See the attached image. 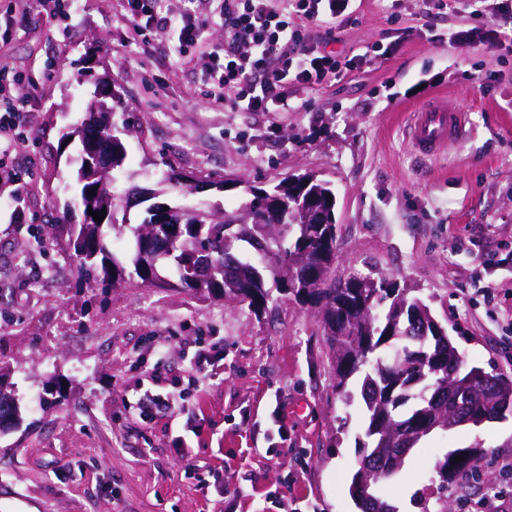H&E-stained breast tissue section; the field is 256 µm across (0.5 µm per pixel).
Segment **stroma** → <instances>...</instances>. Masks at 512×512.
I'll list each match as a JSON object with an SVG mask.
<instances>
[{"label": "stroma", "instance_id": "obj_1", "mask_svg": "<svg viewBox=\"0 0 512 512\" xmlns=\"http://www.w3.org/2000/svg\"><path fill=\"white\" fill-rule=\"evenodd\" d=\"M459 20H426L420 0H353L335 50L356 68L297 88L291 112L225 111L204 96L199 66L154 43L121 46L118 0H76L68 21L37 5L0 27V67L25 74L16 94L32 126L8 162L25 176L28 221L0 212V358L17 364L23 417L0 433V512H356L362 402L337 395L314 308L284 298L258 318L182 291H87L64 254L37 243L40 225L83 220L60 182L81 144L61 135L103 80L134 124L118 189L157 188L171 164L213 182L316 172L336 193L337 276L395 281L468 364L512 376V51L436 42ZM433 96L465 110L470 133L422 164L406 131ZM484 254L498 264L482 268ZM214 341L223 377L176 420L141 422L151 374L186 388L195 343ZM475 444L487 454L452 491L453 512H512V417L431 433L387 499L422 512L441 495L436 461Z\"/></svg>", "mask_w": 512, "mask_h": 512}]
</instances>
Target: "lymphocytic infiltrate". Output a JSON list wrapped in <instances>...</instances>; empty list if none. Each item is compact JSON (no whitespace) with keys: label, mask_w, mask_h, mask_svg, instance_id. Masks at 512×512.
Returning a JSON list of instances; mask_svg holds the SVG:
<instances>
[{"label":"lymphocytic infiltrate","mask_w":512,"mask_h":512,"mask_svg":"<svg viewBox=\"0 0 512 512\" xmlns=\"http://www.w3.org/2000/svg\"><path fill=\"white\" fill-rule=\"evenodd\" d=\"M213 16L171 8L151 13L146 0H120L128 26L123 39L160 35L180 63L192 62L207 27L224 29V64L204 66L207 96L230 112L290 111L288 92L343 79L353 67L334 50V25L346 0H218ZM465 23L450 29L452 44L478 43L493 52L512 43V0H463ZM19 73L0 69V160L28 142L29 124L15 95Z\"/></svg>","instance_id":"obj_1"}]
</instances>
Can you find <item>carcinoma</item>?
Listing matches in <instances>:
<instances>
[{
    "label": "carcinoma",
    "instance_id": "carcinoma-1",
    "mask_svg": "<svg viewBox=\"0 0 512 512\" xmlns=\"http://www.w3.org/2000/svg\"><path fill=\"white\" fill-rule=\"evenodd\" d=\"M103 134L112 142V170L107 186L95 190L96 181L77 170L78 190L74 205L82 213L106 211L101 222L49 224L45 236L64 241L69 250L75 279L89 289L99 285L152 287L171 271L167 284L207 299L244 305L261 316L276 297L293 296L316 309L329 345L339 396L352 399L349 381L360 377L359 395L364 404L367 442L359 448L360 466L374 471L370 499L360 492V472L352 475L349 495L359 512H398L385 497L383 483L402 469L400 459L387 469L376 464L399 447L386 435L397 433L403 423L425 407L424 398L443 381L465 386L471 393L468 420L479 427L512 415V378L466 367L455 355L448 332L414 337L410 326L417 320L434 319L430 307L406 289L380 277L362 278L353 288L336 285L337 224L336 195L331 183L313 172L290 174L267 185L249 184L245 201L235 208L210 204L204 208L175 205L174 225L157 220L150 207L136 224L127 217L126 199L138 193L131 187L115 192L123 174L126 147L123 137L133 133L128 123L114 122L105 112ZM187 174L168 165L162 179L167 190L191 193ZM94 195H88V192ZM120 237L133 239V252L126 262L111 256L103 227ZM210 261L207 277L187 280V265ZM486 451L478 445L448 451L435 465L441 489H452L474 478ZM462 461L455 462L453 458Z\"/></svg>",
    "mask_w": 512,
    "mask_h": 512
}]
</instances>
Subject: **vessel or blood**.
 Instances as JSON below:
<instances>
[{
    "instance_id": "obj_1",
    "label": "vessel or blood",
    "mask_w": 512,
    "mask_h": 512,
    "mask_svg": "<svg viewBox=\"0 0 512 512\" xmlns=\"http://www.w3.org/2000/svg\"><path fill=\"white\" fill-rule=\"evenodd\" d=\"M407 135L418 156L437 155L464 139L466 114L461 110H448L438 99H427L413 110Z\"/></svg>"
}]
</instances>
